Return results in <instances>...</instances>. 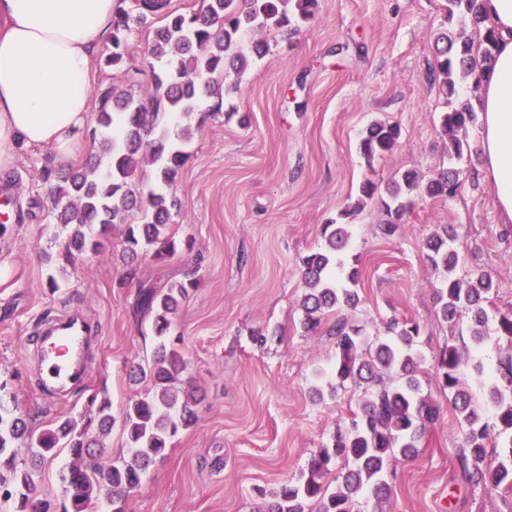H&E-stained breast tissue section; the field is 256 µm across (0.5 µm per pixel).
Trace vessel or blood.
Here are the masks:
<instances>
[{
  "label": "vessel or blood",
  "mask_w": 512,
  "mask_h": 512,
  "mask_svg": "<svg viewBox=\"0 0 512 512\" xmlns=\"http://www.w3.org/2000/svg\"><path fill=\"white\" fill-rule=\"evenodd\" d=\"M39 384L51 394H69L86 382L87 347L100 339L98 325L84 315L54 311L40 318Z\"/></svg>",
  "instance_id": "1"
}]
</instances>
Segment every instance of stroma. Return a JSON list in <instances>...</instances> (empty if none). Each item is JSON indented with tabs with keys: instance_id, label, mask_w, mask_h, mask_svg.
<instances>
[{
	"instance_id": "obj_1",
	"label": "stroma",
	"mask_w": 512,
	"mask_h": 512,
	"mask_svg": "<svg viewBox=\"0 0 512 512\" xmlns=\"http://www.w3.org/2000/svg\"><path fill=\"white\" fill-rule=\"evenodd\" d=\"M443 33L480 39L467 21L447 20L446 0H318L292 40L269 38L267 54L224 93L221 108L204 100L189 121V158L171 187L180 207L167 229L177 251L166 261L126 264L119 228L102 252L66 256L67 231L45 210L9 225L0 235V381L8 383L0 403L32 416L36 428L94 416L96 394L120 413L151 388L130 375L132 365L151 364L157 343L151 314L136 308L138 293L197 280L169 330L186 363L180 386L198 401L197 422L150 467L124 512H259L357 408L354 387L314 393L335 348L326 331L301 328V259L320 244L323 224L356 201L364 179L384 184L407 169L425 178L446 162L438 118L448 105L430 78ZM152 39V27L134 30L119 70L106 67L111 44L103 42L94 87L128 70L143 97L153 82ZM374 120L398 125L401 136L393 153L369 164L357 143ZM479 132L476 123L462 131L470 150L456 196L414 193L404 228L390 239L378 230V200L349 219L362 272L361 302L349 317L372 345L391 319L417 322L423 389L440 406L416 456L388 471L393 495L384 512H512V495L488 493L462 473L458 417L433 369L439 350L454 344L468 372L489 381L501 348L473 347L467 318L451 327L438 317L422 250L437 225L454 226L459 274L493 272V306L512 311V224L499 222L482 180ZM53 158L52 149L36 150L0 171V180L13 178L12 208L46 200L42 175L57 171ZM54 308L79 310L101 326L85 387L69 398L36 383L33 329ZM256 329L268 332L265 344L251 340Z\"/></svg>"
}]
</instances>
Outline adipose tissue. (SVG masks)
<instances>
[{
	"label": "adipose tissue",
	"mask_w": 512,
	"mask_h": 512,
	"mask_svg": "<svg viewBox=\"0 0 512 512\" xmlns=\"http://www.w3.org/2000/svg\"><path fill=\"white\" fill-rule=\"evenodd\" d=\"M494 60L479 75L483 177L512 223V0H485ZM115 0H0V170L21 151L71 154L92 110V72Z\"/></svg>",
	"instance_id": "1"
}]
</instances>
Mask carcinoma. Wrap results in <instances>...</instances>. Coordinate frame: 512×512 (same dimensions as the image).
I'll use <instances>...</instances> for the list:
<instances>
[{
	"instance_id": "1",
	"label": "carcinoma",
	"mask_w": 512,
	"mask_h": 512,
	"mask_svg": "<svg viewBox=\"0 0 512 512\" xmlns=\"http://www.w3.org/2000/svg\"><path fill=\"white\" fill-rule=\"evenodd\" d=\"M316 2L207 0L203 9L192 15L169 9V0H134L130 10L117 7L106 66L121 69L131 32L161 16L164 24L155 29L148 51L158 72L145 103L122 83H112L99 92L91 132L94 161L69 166L50 184L49 210L69 229L67 254L98 252L103 240L120 225L124 252L130 257L148 254L164 260L174 255L175 241L167 234V226L177 200L155 191L138 196L131 182L151 176L156 184L171 186L188 155L181 148L187 136L172 141L168 121L195 112L205 98H221L227 70L238 77L249 65V56L262 57L268 48L262 35L273 33L283 39L296 35L299 23L314 16ZM457 12L482 33V40L476 47L468 39L440 36L445 45L439 49L432 80L440 84L449 104L439 118L448 166L435 170L424 183L412 170L404 171L383 189L366 179L359 186L357 203L342 212L348 218L363 200L384 191L380 200L386 219L379 231L387 238L404 227L412 192L452 197L460 186L461 170L455 163L469 150L460 131L477 119V112L471 97L458 95L456 79L475 74L480 64L490 65L495 35L488 26L484 0H448L447 18L453 19ZM399 138L398 126L375 121L362 134L358 150L370 162L393 152ZM350 238V225L325 224L323 244L302 259L301 325L304 332L312 333L333 317L329 335L335 339L336 358L327 373V386L334 393L347 383H365L371 392L358 403L348 424L337 426L332 446L315 453L298 480L282 484L264 512H358L357 498L365 489L379 504L376 512H383L380 504L389 497L390 487L380 481L381 475L396 461L414 455L439 414L436 402L423 393L420 326L394 318L388 323V336L366 350L361 329L346 314L360 302L361 272L358 258L348 257ZM452 241L448 225L441 224L423 246L424 259L436 275L433 294L438 316L453 326L465 310L470 315L473 346L494 338L506 340L507 347L481 402L465 381V360L459 347L448 344L440 351L434 377L461 420L463 445L458 463L468 481L490 493H512V312L490 315V295L495 288L490 273L456 276L459 255ZM194 286L192 280L175 281L161 292L153 288L140 291L137 308L154 315L158 344L154 366L139 371L155 392L130 400L118 418L112 414L110 401L91 399L98 403L96 434H89L87 425L75 419L33 429L15 410L0 404V512H10L14 502L18 503L17 512H90L103 507L105 501L113 505L135 492L150 464L164 455L180 431L196 422V400L190 396L180 402L173 391L185 362L175 341L167 336L179 299ZM117 421L129 456L106 463L95 461L92 449L103 447V439ZM20 440L36 461L67 449L61 510L38 494L32 474L18 466L16 443ZM339 459L345 460L347 468L336 477L337 486L331 490L327 479Z\"/></svg>"
}]
</instances>
